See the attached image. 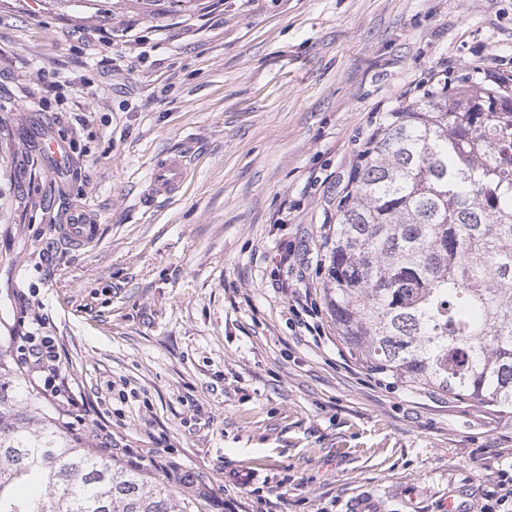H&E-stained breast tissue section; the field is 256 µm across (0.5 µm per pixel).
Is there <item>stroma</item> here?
I'll use <instances>...</instances> for the list:
<instances>
[{
  "label": "stroma",
  "mask_w": 512,
  "mask_h": 512,
  "mask_svg": "<svg viewBox=\"0 0 512 512\" xmlns=\"http://www.w3.org/2000/svg\"><path fill=\"white\" fill-rule=\"evenodd\" d=\"M436 76L511 77L512 0H0V336L53 337L74 437L189 512H512V412L392 384L289 311L374 126ZM173 154L181 192L145 205ZM69 224H62L60 234L70 248L80 249L93 243L99 235V226L83 223L79 218H69Z\"/></svg>",
  "instance_id": "obj_1"
}]
</instances>
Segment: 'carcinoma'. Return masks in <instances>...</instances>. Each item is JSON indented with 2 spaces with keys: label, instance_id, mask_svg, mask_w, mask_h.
<instances>
[{
  "label": "carcinoma",
  "instance_id": "1",
  "mask_svg": "<svg viewBox=\"0 0 512 512\" xmlns=\"http://www.w3.org/2000/svg\"><path fill=\"white\" fill-rule=\"evenodd\" d=\"M348 184L324 288L341 341L403 386L512 410V83L388 113ZM0 512L187 510L76 441L0 343Z\"/></svg>",
  "mask_w": 512,
  "mask_h": 512
}]
</instances>
